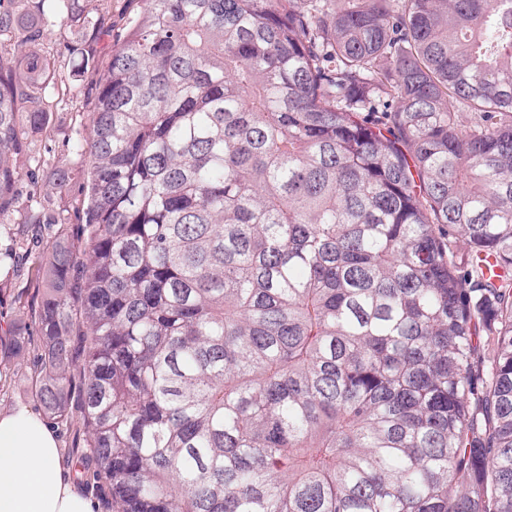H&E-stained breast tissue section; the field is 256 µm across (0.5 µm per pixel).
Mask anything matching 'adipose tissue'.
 Masks as SVG:
<instances>
[{"mask_svg": "<svg viewBox=\"0 0 512 512\" xmlns=\"http://www.w3.org/2000/svg\"><path fill=\"white\" fill-rule=\"evenodd\" d=\"M0 512H95L65 476L55 433L26 408L0 415Z\"/></svg>", "mask_w": 512, "mask_h": 512, "instance_id": "ef3b65f1", "label": "adipose tissue"}]
</instances>
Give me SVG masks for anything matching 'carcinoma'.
<instances>
[{"instance_id":"1","label":"carcinoma","mask_w":512,"mask_h":512,"mask_svg":"<svg viewBox=\"0 0 512 512\" xmlns=\"http://www.w3.org/2000/svg\"><path fill=\"white\" fill-rule=\"evenodd\" d=\"M84 2L0 0V223L79 217L0 348L74 480L105 512H512V0H146L83 166L23 201L109 27Z\"/></svg>"}]
</instances>
